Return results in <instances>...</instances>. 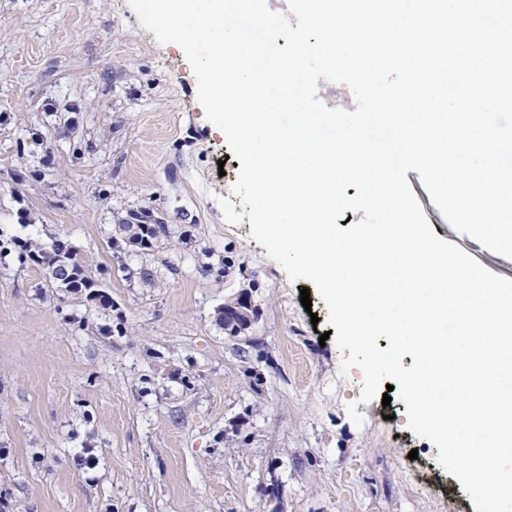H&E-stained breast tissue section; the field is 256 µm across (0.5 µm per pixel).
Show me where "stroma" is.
Segmentation results:
<instances>
[{"mask_svg": "<svg viewBox=\"0 0 512 512\" xmlns=\"http://www.w3.org/2000/svg\"><path fill=\"white\" fill-rule=\"evenodd\" d=\"M240 168L128 0H0V512H476L400 398L360 402L309 280L225 220ZM406 179L438 238L512 279ZM123 220L165 232L143 249ZM28 238L76 249L111 309L20 261ZM251 307L247 295L241 294L236 301L226 304L221 312V318L234 332L243 333L251 326V317L248 309Z\"/></svg>", "mask_w": 512, "mask_h": 512, "instance_id": "1", "label": "stroma"}]
</instances>
